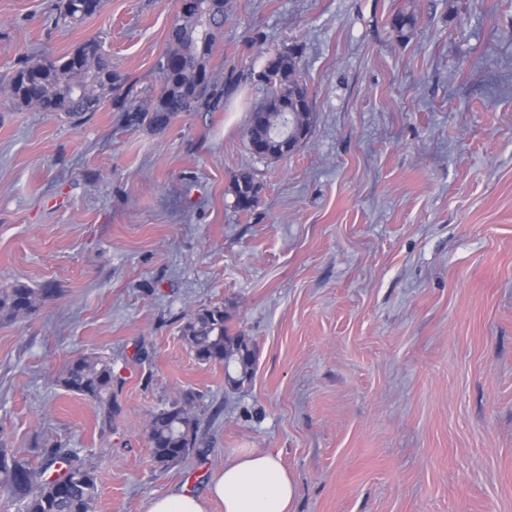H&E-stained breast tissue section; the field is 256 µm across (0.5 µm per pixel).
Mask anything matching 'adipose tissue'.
I'll list each match as a JSON object with an SVG mask.
<instances>
[{
  "label": "adipose tissue",
  "instance_id": "1",
  "mask_svg": "<svg viewBox=\"0 0 512 512\" xmlns=\"http://www.w3.org/2000/svg\"><path fill=\"white\" fill-rule=\"evenodd\" d=\"M295 495L278 453L248 451L225 461L209 483L207 496L174 489L152 499L147 512H208L209 500L224 512H289Z\"/></svg>",
  "mask_w": 512,
  "mask_h": 512
}]
</instances>
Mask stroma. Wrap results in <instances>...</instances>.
Returning <instances> with one entry per match:
<instances>
[{
	"mask_svg": "<svg viewBox=\"0 0 512 512\" xmlns=\"http://www.w3.org/2000/svg\"><path fill=\"white\" fill-rule=\"evenodd\" d=\"M103 2L64 28L57 0H0V77L96 39L156 94L177 0ZM232 4L214 69L261 65L257 33L303 46L315 122L288 159L246 149L259 85L162 133L108 101L76 126L0 94V287L51 291L0 320V448L91 463L95 512L205 494L266 449L292 512H512V0ZM403 7L404 44L388 26ZM207 306L254 344L239 388L180 338ZM83 354L110 362L111 403L52 385ZM185 393L196 445L158 467L148 415ZM416 20L413 11L404 8L397 10L388 22L391 34L400 43L408 42L416 26ZM231 188L236 209L242 212H251L257 206L260 185L250 171L241 170L235 174Z\"/></svg>",
	"mask_w": 512,
	"mask_h": 512,
	"instance_id": "stroma-1",
	"label": "stroma"
}]
</instances>
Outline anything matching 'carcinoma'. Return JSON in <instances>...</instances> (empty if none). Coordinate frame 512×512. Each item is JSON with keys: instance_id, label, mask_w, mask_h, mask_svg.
<instances>
[{"instance_id": "obj_1", "label": "carcinoma", "mask_w": 512, "mask_h": 512, "mask_svg": "<svg viewBox=\"0 0 512 512\" xmlns=\"http://www.w3.org/2000/svg\"><path fill=\"white\" fill-rule=\"evenodd\" d=\"M231 0H179L178 12L170 26L167 46L157 62L160 91L145 106L131 101L138 96L135 83L112 66V58L95 40H88L59 58H32L15 69L0 88L19 107H34L75 119L96 112L106 100L124 113L128 125H146L165 132L172 120L184 112H213L243 82L268 88L267 97L249 115L246 147L255 153L258 142L266 143L287 126L310 133L314 113L309 88L302 76V49L296 43L274 49L263 47L256 36L259 53L266 56L263 68H229L220 77L209 65L217 34L231 8ZM208 7V27H198L197 14ZM102 9V0H58L55 22L60 26L79 24ZM389 29L401 43L410 40L416 26L414 12L397 10ZM234 207L252 211L258 204L260 185L253 174L242 170L231 183ZM52 292L50 288H30L15 284L0 288V318L22 321L34 314ZM181 338L202 363L224 364L225 381L238 387L252 374L255 353L249 337L229 334L224 308L203 307L185 315ZM56 383L77 395L101 402L112 393V367L97 356H80L70 361ZM192 397L150 413L148 439L156 465L167 467L184 458L196 444L199 418L192 411ZM63 461L67 465L60 478H46L45 472ZM0 489L20 502L21 512H95L99 497L93 467L75 455L51 452L40 466L32 468L24 460L0 448Z\"/></svg>"}]
</instances>
